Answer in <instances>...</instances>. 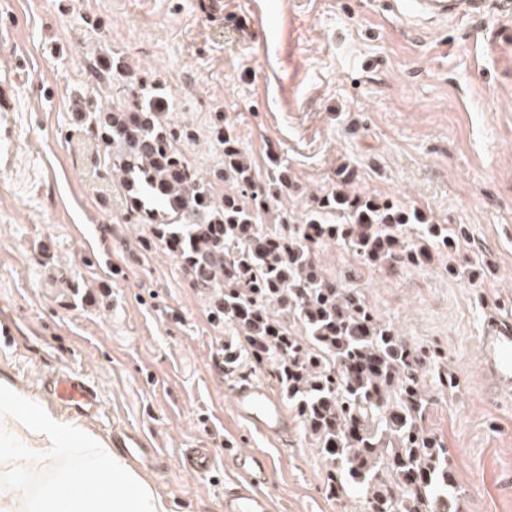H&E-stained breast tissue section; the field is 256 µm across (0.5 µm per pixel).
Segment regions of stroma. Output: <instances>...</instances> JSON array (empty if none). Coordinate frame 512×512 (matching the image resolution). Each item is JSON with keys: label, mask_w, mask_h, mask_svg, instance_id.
<instances>
[{"label": "stroma", "mask_w": 512, "mask_h": 512, "mask_svg": "<svg viewBox=\"0 0 512 512\" xmlns=\"http://www.w3.org/2000/svg\"><path fill=\"white\" fill-rule=\"evenodd\" d=\"M0 0V31L28 60L14 113L13 167L0 168V315L18 333L0 347V379L38 398L62 341L100 390L93 435L135 428L170 457L143 477L167 512H222L235 478L228 449L272 460L264 485L277 512H367L353 491L326 489L328 467L303 425L274 441L233 415L231 393L249 379L276 386L274 367L242 353L216 368L232 332L150 229L127 218V192L74 104L94 89L158 85L163 118L187 131L181 149L203 176L223 165L209 144L224 116L258 174L279 159L292 177L295 215L323 194L389 199L425 224L459 232L421 266L367 265L340 243L313 259L427 361L431 407L423 427L446 446L460 488L458 512H512V396L487 382L478 337L493 312H512V39L498 18L411 30L383 18L382 0ZM126 69L102 81L105 56ZM208 446L216 465L190 472L179 451Z\"/></svg>", "instance_id": "35a3bbf8"}]
</instances>
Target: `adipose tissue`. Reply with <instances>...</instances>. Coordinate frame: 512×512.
<instances>
[{
	"mask_svg": "<svg viewBox=\"0 0 512 512\" xmlns=\"http://www.w3.org/2000/svg\"><path fill=\"white\" fill-rule=\"evenodd\" d=\"M119 449L0 380V512H167Z\"/></svg>",
	"mask_w": 512,
	"mask_h": 512,
	"instance_id": "obj_1",
	"label": "adipose tissue"
}]
</instances>
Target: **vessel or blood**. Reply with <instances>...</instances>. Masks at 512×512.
<instances>
[{"instance_id": "1", "label": "vessel or blood", "mask_w": 512, "mask_h": 512, "mask_svg": "<svg viewBox=\"0 0 512 512\" xmlns=\"http://www.w3.org/2000/svg\"><path fill=\"white\" fill-rule=\"evenodd\" d=\"M393 18L406 24L432 23L453 18L473 17L484 8L485 0H388ZM23 62L19 55L0 58V167L14 163V127L8 113L19 104L8 72L18 70ZM480 354L485 374L497 392L512 395V317L489 314L480 339ZM60 371L44 380V396L61 408L82 415L97 414L100 393L81 372L76 371L75 351L66 346L58 349ZM232 407L237 419L255 433L271 439H283L294 429V420L282 398L266 383L247 380L234 386ZM115 447L124 449L128 458L160 470L163 453L154 440L141 431L128 429L114 439ZM180 454L200 474L209 473L215 456L209 448H184ZM228 458L237 479L224 494V512H274V504L264 492L263 484L271 461L260 451L230 452Z\"/></svg>"}]
</instances>
